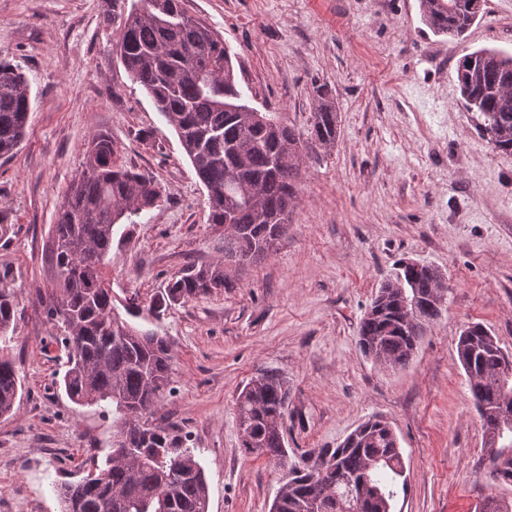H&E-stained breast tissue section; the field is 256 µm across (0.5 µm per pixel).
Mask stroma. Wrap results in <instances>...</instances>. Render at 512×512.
<instances>
[{"label":"stroma","mask_w":512,"mask_h":512,"mask_svg":"<svg viewBox=\"0 0 512 512\" xmlns=\"http://www.w3.org/2000/svg\"><path fill=\"white\" fill-rule=\"evenodd\" d=\"M133 0H0V60L29 80L33 111L17 152L0 159V272L18 303L10 355L22 381L0 417V512H60L55 488L104 458L116 427L108 404L77 405L59 382L66 351L43 315L49 229L89 139L111 136L121 160L165 191L134 224L116 226L107 275L116 306L164 336L174 360L159 426L195 448L209 512H270L284 468L246 454L235 399L265 370L288 382L280 423L289 465H311L359 424L394 428L408 493L397 512H481L493 484L485 435L456 338L487 326L512 354V155L477 131L457 61L512 53V0H486L464 39L434 35L419 0H184L229 48L251 106L306 131L313 87L340 115L331 150H308L298 202L276 252L233 273L234 287L171 308L151 298L191 265L224 252L208 196L175 131L129 77L114 44ZM111 23H104V12ZM441 270L447 310L407 367L375 364L358 324L396 263Z\"/></svg>","instance_id":"35a3bbf8"}]
</instances>
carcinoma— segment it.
Wrapping results in <instances>:
<instances>
[{
	"label": "carcinoma",
	"instance_id": "carcinoma-1",
	"mask_svg": "<svg viewBox=\"0 0 512 512\" xmlns=\"http://www.w3.org/2000/svg\"><path fill=\"white\" fill-rule=\"evenodd\" d=\"M117 39L119 60L178 136L209 201V224L228 225L224 256L173 277L149 309L160 316L171 306L234 287L229 264L250 265L276 251L297 198L305 144L332 147L340 116L327 85L313 87L309 137L265 112L266 125L246 126L252 110L240 91L224 40L209 25L187 14L183 0H139ZM485 0H420L427 27L436 35L461 39L484 13ZM460 97L483 118L480 134L494 149L512 154V54L481 49L457 65ZM32 112L28 79L0 60V158L22 143ZM154 180L118 160L104 133L88 142L86 161L64 192L51 226L44 261L50 267L47 323L62 327L69 348L63 386L79 405L107 403L115 415V436L136 454L123 465L114 454L95 463L77 482L57 488L61 512H208L207 476L196 449L147 422L171 384L173 355L166 339L122 318L112 305L106 258L118 224L162 202ZM442 274L431 265L397 263L359 322L362 352L383 366L404 368L423 333L445 311ZM17 307L7 275L0 276V417L14 411L21 382L8 357ZM466 374L486 436L484 457L493 480L512 484V402H505L506 355L487 328L474 323L457 338ZM288 409V385L275 371L244 386L235 401L238 428L247 436V454L283 467L287 449L279 420ZM278 512H395L407 494L405 465L394 428L380 418L359 426L335 448H324L312 466L293 468L284 483ZM111 506H100L102 492Z\"/></svg>",
	"mask_w": 512,
	"mask_h": 512
}]
</instances>
